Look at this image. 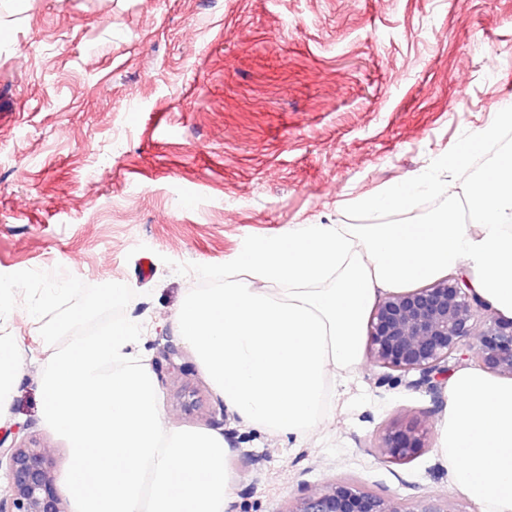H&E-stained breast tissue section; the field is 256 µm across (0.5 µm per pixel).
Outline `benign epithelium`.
Returning <instances> with one entry per match:
<instances>
[{
    "instance_id": "benign-epithelium-1",
    "label": "benign epithelium",
    "mask_w": 512,
    "mask_h": 512,
    "mask_svg": "<svg viewBox=\"0 0 512 512\" xmlns=\"http://www.w3.org/2000/svg\"><path fill=\"white\" fill-rule=\"evenodd\" d=\"M486 303L469 292L464 276L450 275L414 290L391 294L376 305L369 321L371 355L384 367L416 372V387L436 392L448 375V359L469 337L471 357L493 373L512 378V318L492 316L476 329L475 316ZM388 462H405L425 448L415 424H393L379 441ZM41 447L0 448V466L9 473V494L0 512H66ZM289 512H448L438 500L420 499L406 507L347 482L326 486L300 499Z\"/></svg>"
}]
</instances>
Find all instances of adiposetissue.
Returning a JSON list of instances; mask_svg holds the SVG:
<instances>
[{"label":"adipose tissue","mask_w":512,"mask_h":512,"mask_svg":"<svg viewBox=\"0 0 512 512\" xmlns=\"http://www.w3.org/2000/svg\"><path fill=\"white\" fill-rule=\"evenodd\" d=\"M512 108L442 164L439 174L362 199L365 210L408 211L418 190L448 211L405 224H307L249 247L220 288L192 290L177 313L225 404L245 422L303 439L360 363L368 310L385 291L463 266L475 295L512 318ZM468 208L470 223L453 210ZM22 352L0 336V417ZM438 454L482 512H512V379L455 372L438 424Z\"/></svg>","instance_id":"adipose-tissue-1"}]
</instances>
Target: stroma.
<instances>
[{"label": "stroma", "instance_id": "35a3bbf8", "mask_svg": "<svg viewBox=\"0 0 512 512\" xmlns=\"http://www.w3.org/2000/svg\"><path fill=\"white\" fill-rule=\"evenodd\" d=\"M510 100L512 0H0V274L60 265L135 291L143 364L178 351L154 380L164 421L229 449L228 512H287L337 481L480 512L438 458L444 397L366 352L299 445L223 409L175 317L245 247L363 223L357 201L438 170ZM40 326L20 306L0 321L24 353L0 438L49 448L58 477ZM400 423L425 447L385 461ZM425 447L424 431L415 424H393L383 432L380 453L388 462H405L417 456Z\"/></svg>", "mask_w": 512, "mask_h": 512}]
</instances>
